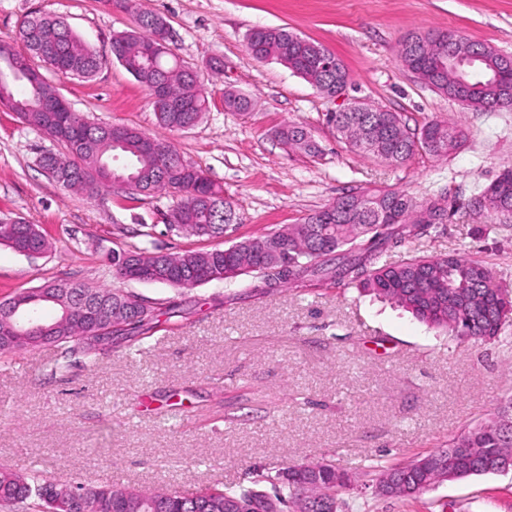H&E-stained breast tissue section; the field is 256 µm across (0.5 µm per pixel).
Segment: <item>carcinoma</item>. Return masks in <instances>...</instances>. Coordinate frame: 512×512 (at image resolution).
I'll return each mask as SVG.
<instances>
[{
    "label": "carcinoma",
    "instance_id": "carcinoma-1",
    "mask_svg": "<svg viewBox=\"0 0 512 512\" xmlns=\"http://www.w3.org/2000/svg\"><path fill=\"white\" fill-rule=\"evenodd\" d=\"M136 29L112 40L113 58L148 91L164 85V96L152 101L158 123L169 130L198 124L209 101L198 84L197 71L181 62L171 48L144 54L165 19L150 10L137 14ZM20 40L34 70L48 63L46 51L65 62L64 74L90 80L102 67L100 56L88 47L68 23L46 14H30L21 21ZM441 37L440 49L450 57L474 54L482 58L465 73L448 70L442 76L431 65L430 53L420 46L401 43L398 55L421 83L447 95L474 111H496L512 106V70L489 79L499 67L502 53L469 39L459 41L448 33L428 32L425 40ZM249 54L258 62L276 61L312 85L329 88L349 73L344 64L323 65L328 53L321 45L301 37L286 27H260L246 37ZM18 118L29 128L61 143L69 158L42 154L37 165L61 189L81 190L89 196L105 189H120L149 197L165 192L177 197L166 215L170 227L199 237H221L232 223L234 208L224 189L204 170L191 164L165 139L154 140V150L141 146L140 132L123 127L125 143L112 141V125L89 120L79 112H28L27 106L41 97L53 100L55 88L42 83L13 81L10 88ZM224 106L245 113L251 107L247 96L224 92ZM406 124L403 116L386 108L362 105V111L334 113L331 125L339 139L355 153L402 166L417 152L446 157L466 141L461 127L432 120L413 129L418 139L398 141L391 129ZM275 137L293 149L309 154L319 152L311 133L303 126L284 125ZM471 207L490 215H512V169L507 168L470 201ZM448 218L445 192L419 201L403 191L374 189L336 197L323 209L291 225L290 235L280 237L270 231L234 243L184 253L157 248L134 247L110 252L113 276L121 280L142 279V265L157 264L163 279L177 288L207 283L211 272L226 269L238 275L255 273L269 288H301L316 279L338 285H353L361 292L388 300L410 312L418 321L458 339L487 342L498 336L505 319L512 314V297L500 286L494 273L481 262L460 254L434 257L414 254L400 261L384 259L386 253L409 240L430 236V230ZM0 244L19 252L28 247L43 251L52 244L39 228L23 218L0 217ZM58 289L57 298L68 299L73 289L91 305L96 319L78 316L63 320V307L54 301L58 315L57 348L82 346L90 362L96 349L84 336L109 326L108 316L122 314L143 325L148 317L147 300L132 292L106 286L62 280L48 284ZM41 303L20 308L14 319L0 321V335L22 333L28 321L40 320ZM512 401L500 406L488 422L454 437L448 447L439 448L407 464L374 465L375 494L388 498H409L443 481L495 474L499 464L512 461ZM353 474L331 461L314 467L290 464L275 473L255 472L248 483H217L195 492L143 489L131 486L78 485L60 481L37 471H0V503L9 506L29 499L39 501L43 512H62L69 489L84 490L90 512H226V505H246L272 493L279 512H345L341 494L352 488ZM315 486L309 496L304 486Z\"/></svg>",
    "mask_w": 512,
    "mask_h": 512
}]
</instances>
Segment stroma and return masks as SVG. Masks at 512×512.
<instances>
[{"instance_id": "stroma-1", "label": "stroma", "mask_w": 512, "mask_h": 512, "mask_svg": "<svg viewBox=\"0 0 512 512\" xmlns=\"http://www.w3.org/2000/svg\"><path fill=\"white\" fill-rule=\"evenodd\" d=\"M169 24L170 46L194 67L209 107L188 130L159 126L147 89L112 57L115 34L138 11ZM33 12L63 18L102 58L91 80L44 69L75 111L171 141L230 197L222 237L168 228V194L64 191L36 165L63 145L0 108V214L44 229L52 248L31 258L0 245V302L59 279L111 282L109 250L177 253L229 246L295 224L343 193L398 189L417 199L444 190L446 224L426 253L469 254L512 292V218L471 210V198L512 167V110L474 112L421 83L397 49L412 32L462 34L512 56V0H0V42L18 44ZM285 26L345 64L350 84L329 99L287 67L254 60L246 35ZM224 64L210 69V60ZM250 97L225 110L224 92ZM361 100L401 113L410 128L462 125L456 153L416 154L400 167L349 151L328 113ZM306 127L320 151L272 135ZM254 277L190 289L123 282L145 297L148 321L113 338L96 362L44 345L0 360V470L37 469L62 481L193 491L255 471L328 459L350 468V512H512V471L446 481L415 498L376 496L374 464H405L487 422L512 399V318L494 341H451L392 305L331 282L254 290ZM65 372H53L56 360Z\"/></svg>"}]
</instances>
